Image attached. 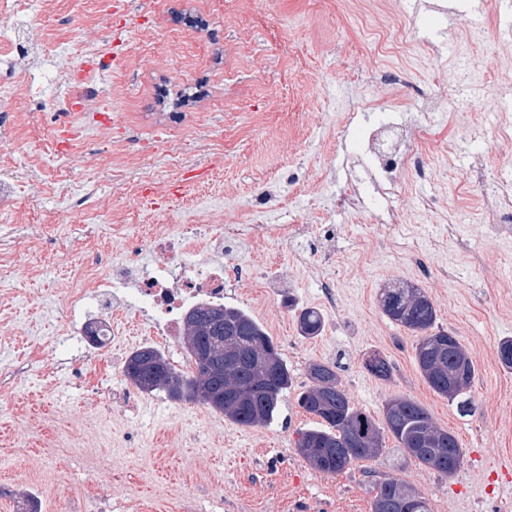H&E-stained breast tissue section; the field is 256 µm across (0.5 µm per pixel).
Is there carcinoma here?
<instances>
[{
    "label": "carcinoma",
    "instance_id": "carcinoma-1",
    "mask_svg": "<svg viewBox=\"0 0 512 512\" xmlns=\"http://www.w3.org/2000/svg\"><path fill=\"white\" fill-rule=\"evenodd\" d=\"M380 306L385 316L417 337L416 361L429 387L466 409L474 364L460 340L436 325V310L426 292L408 283L388 284L380 289ZM299 325L301 335L316 336L323 328L322 315L306 310ZM184 336L196 365L192 374L177 371L157 348L143 346L126 359V379L145 394L196 399L240 426H268L278 419L292 374L271 336L250 314L200 304L185 315ZM364 367L381 380L392 376L391 362L378 353L367 356ZM308 380L297 402L320 422L299 433L296 450L312 469L336 474L356 461L378 458L385 451L386 431L404 455L445 477L461 468L464 452L456 436L437 426L415 400L389 399L377 420L352 404L335 365L311 363ZM374 490L372 512H431L426 499L398 478L377 481Z\"/></svg>",
    "mask_w": 512,
    "mask_h": 512
}]
</instances>
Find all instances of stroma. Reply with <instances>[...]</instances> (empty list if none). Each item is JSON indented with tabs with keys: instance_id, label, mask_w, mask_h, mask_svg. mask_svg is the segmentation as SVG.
Instances as JSON below:
<instances>
[{
	"instance_id": "1",
	"label": "stroma",
	"mask_w": 512,
	"mask_h": 512,
	"mask_svg": "<svg viewBox=\"0 0 512 512\" xmlns=\"http://www.w3.org/2000/svg\"><path fill=\"white\" fill-rule=\"evenodd\" d=\"M431 0H55L33 29L57 44L39 64L54 75L91 25L122 27L120 62L101 79L109 94V138L89 112L73 127L78 183L94 184V215L39 193L24 158L59 128L9 147L26 183V211L55 212L40 253L4 245L0 266V512H371L374 482L393 476L432 512H512V370L497 357L512 338V246L488 230L487 202L512 186V144L494 127L512 117V39L500 34L503 0H481V18L448 28L421 18ZM403 29L422 50L409 64L379 54V27ZM448 85L428 104L418 89ZM396 91L409 135L402 146L425 176L409 175L387 204L406 223H374L339 209L355 178L363 132L388 113ZM434 121V148L415 133ZM176 141L181 166L168 155ZM260 224L262 243L225 250V305L253 316L293 376L277 421L243 427L195 400L139 392L122 373L147 345L122 336L99 350L65 333L75 274L121 264L129 238L159 221ZM283 224L324 227L313 240L285 241ZM406 281L434 304L440 327L476 367L470 412L435 393L415 360L416 338L382 312L385 284ZM334 302L324 304V289ZM315 309L320 335L301 336ZM393 366L383 381L365 369L372 352ZM334 364L352 403L381 418L397 396L423 405L453 432L464 463L453 477L405 460L392 436L377 461L336 474L298 454L300 430L315 424L297 403L310 363Z\"/></svg>"
}]
</instances>
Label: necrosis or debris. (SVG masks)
<instances>
[{
  "mask_svg": "<svg viewBox=\"0 0 512 512\" xmlns=\"http://www.w3.org/2000/svg\"><path fill=\"white\" fill-rule=\"evenodd\" d=\"M54 0H0V61L12 67L10 79L0 84V101L30 97L36 86L33 74L21 62L29 54L28 21L51 10ZM112 46L111 39H87L70 48L69 67L59 69L58 80L66 86L61 95L48 99L51 112L60 124L77 119L76 103L97 105L102 91L96 76L100 63ZM404 127L394 118H386L367 132L364 149L370 161L365 164L369 184L382 194L390 193L402 173L405 160L393 140L402 136ZM53 156V165H45V156ZM30 168L44 172L38 187L41 191L67 198L71 207L85 210L96 196L95 186L75 189L71 180V154L56 142H49L44 153L29 155ZM261 231L255 226L221 225L196 221L183 225L177 233H154L148 238L159 260L154 267L138 265L139 245L130 248L131 257L109 273L93 265L84 267L70 290L68 309L89 312L102 307L100 318L93 320L95 335L112 342L123 333V315L128 301L148 305L152 313L148 335L160 342L178 336L183 317L201 301L215 304L224 301L225 245L237 242L258 243Z\"/></svg>",
  "mask_w": 512,
  "mask_h": 512,
  "instance_id": "4bbe7bcc",
  "label": "necrosis or debris"
}]
</instances>
